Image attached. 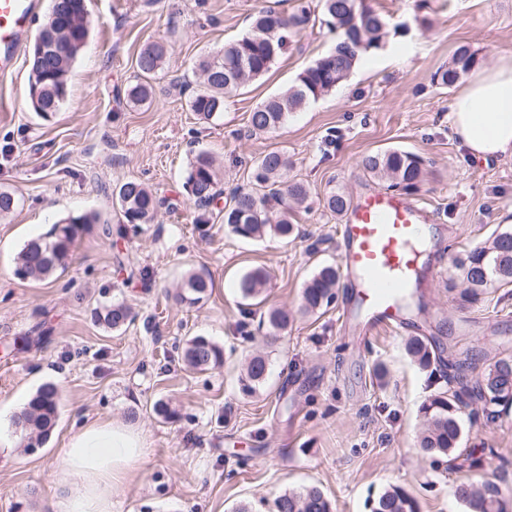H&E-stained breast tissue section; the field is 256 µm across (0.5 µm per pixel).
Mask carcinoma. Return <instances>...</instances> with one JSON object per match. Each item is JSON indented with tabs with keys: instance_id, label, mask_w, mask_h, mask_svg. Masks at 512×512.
I'll return each instance as SVG.
<instances>
[{
	"instance_id": "1",
	"label": "carcinoma",
	"mask_w": 512,
	"mask_h": 512,
	"mask_svg": "<svg viewBox=\"0 0 512 512\" xmlns=\"http://www.w3.org/2000/svg\"><path fill=\"white\" fill-rule=\"evenodd\" d=\"M49 17L42 26L46 33H56L68 45L66 52L49 54L31 61L29 86L37 87L38 99L32 108L42 117L58 111L66 99L68 75L89 33L86 0H49ZM321 18L336 30L335 46L303 70L296 82L285 91L258 104L249 116L252 131L269 133L280 128L288 114L305 107L310 101L332 92L351 72L356 62L370 49L381 46L387 34L386 18L362 5V0H296L294 12L284 16L262 8L251 22L250 30L240 39L224 45L215 54L201 56L194 64L200 79L190 100L193 112L209 121L224 111V100L248 82L266 74L282 55L288 39L300 33L310 23ZM168 50L160 42L146 44L136 59V81L127 89V101L134 107L154 100L153 80L166 67ZM477 63L476 53L467 46L454 52L448 67L438 70L434 81L442 87L453 86L460 76ZM361 165L375 177L392 179L391 187L401 191L419 189L424 174V160L417 154L391 149L364 156ZM288 159L279 150H270L252 163L250 185L237 187L224 204V224L241 238H262L267 234L283 240L295 231V210L305 204L309 194L301 182H285L283 171ZM219 170L214 157L199 152L192 158L186 177L187 193L197 210L195 223L212 220L211 207L218 204ZM128 224L153 222L161 202L147 185L129 180L113 191ZM351 205L342 191H332L325 197L324 207L340 216ZM93 214L73 217L56 224L51 231L29 240L16 257L15 273L22 280H42L68 260L83 225L97 223ZM452 265L455 275L465 288L461 300L476 305L492 288L512 284V229L494 234L492 239L469 250L455 254ZM339 279V268L325 264L318 268L302 292L300 310L315 313L331 303ZM268 275L256 267L242 274L236 284L244 301L257 299L266 288ZM208 281L204 275L190 272L179 295L182 302L195 305L207 296ZM97 321L117 330L131 318L128 307L113 303L96 314ZM262 323L272 331L288 326V312L270 307L261 316ZM409 356L421 368L430 367L433 352L425 337H412L406 342ZM187 367L205 371L223 364L224 350L204 336L189 339L183 351ZM268 364L261 355L251 357L239 379L245 393H253L263 384ZM475 397L484 406L512 403V356L497 359L472 387L464 383L458 390H448L432 396L421 406L425 427L419 437V447L429 456L449 458L463 440L460 406L464 398ZM60 413V398L56 385L45 383L35 392L24 409L15 414L12 423L25 428L19 437L23 447L39 448L53 431ZM487 478L480 484L463 482L456 486V497L466 512H509V504L501 497L495 477L500 466L489 461L484 465ZM274 512H332L331 503L316 486L289 490L274 500ZM371 512H420L417 500L402 486L392 485L372 503Z\"/></svg>"
}]
</instances>
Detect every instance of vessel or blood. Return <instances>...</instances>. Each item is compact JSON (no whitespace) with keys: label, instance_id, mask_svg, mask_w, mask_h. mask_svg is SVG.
Here are the masks:
<instances>
[{"label":"vessel or blood","instance_id":"b4317fda","mask_svg":"<svg viewBox=\"0 0 512 512\" xmlns=\"http://www.w3.org/2000/svg\"><path fill=\"white\" fill-rule=\"evenodd\" d=\"M38 9L39 0H0L1 77L15 72ZM431 221L419 201L390 191L364 193L345 214L340 264L364 336L403 326L408 301L424 278L423 227Z\"/></svg>","mask_w":512,"mask_h":512}]
</instances>
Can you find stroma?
Here are the masks:
<instances>
[{
    "mask_svg": "<svg viewBox=\"0 0 512 512\" xmlns=\"http://www.w3.org/2000/svg\"><path fill=\"white\" fill-rule=\"evenodd\" d=\"M368 3L389 21L380 48L272 133L249 134V115L333 48L336 34L324 24L291 37L271 70L232 94L213 121L198 120L189 99L194 62L241 38L255 11L279 0H87L88 42L63 107L46 119L28 100L27 56L0 77V101L10 104L0 111V189L18 202L0 219V512H46L64 478L61 448L96 420L140 428L148 443L113 512H234L245 502L271 512L276 497L310 484L334 512H370V500L393 484L418 499L420 512H465L455 487L480 483L483 472L419 451L420 407L450 378L476 381L512 355V285L474 307L448 288L453 255L512 228V163L467 156L449 127L455 90L436 85L434 75L462 45L482 64L512 52V0ZM148 41L167 46L169 65L155 81L153 104L133 107L125 91ZM388 148L426 161L415 196L435 219L427 257L434 275L411 307L413 328L359 341L341 325L344 286L315 314L301 313V294L317 267L340 261L341 218L324 198L387 188L360 159ZM272 149L289 160L285 181L310 189V208L298 212L289 240H245L224 224L194 223L184 183L195 153L219 159L227 193L248 186L253 160ZM134 179L165 200L153 223H126L113 204V189ZM89 212L99 221L86 226L64 268L42 282L15 276L28 240ZM256 266L270 272L264 307L290 315L275 336L237 294L240 275ZM191 270L212 288L199 304L177 303ZM115 302L133 315L118 331L94 316ZM36 324L44 338L33 343ZM418 334L433 344L426 369L405 349ZM200 335L223 348L222 366L183 364L187 340ZM250 353L267 358L269 374L247 395L239 377ZM47 382L59 389V419L47 443L27 452L12 417ZM160 400L175 417L156 416ZM462 419L464 448L506 458L501 491L512 503V404L491 422L479 403Z\"/></svg>",
    "mask_w": 512,
    "mask_h": 512,
    "instance_id": "obj_1",
    "label": "stroma"
}]
</instances>
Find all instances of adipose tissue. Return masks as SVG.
Returning a JSON list of instances; mask_svg holds the SVG:
<instances>
[{
  "label": "adipose tissue",
  "mask_w": 512,
  "mask_h": 512,
  "mask_svg": "<svg viewBox=\"0 0 512 512\" xmlns=\"http://www.w3.org/2000/svg\"><path fill=\"white\" fill-rule=\"evenodd\" d=\"M451 130L472 159L512 162V52L475 69L450 104ZM140 430L99 421L74 433L61 450L66 480L49 512H112V500L145 458Z\"/></svg>",
  "instance_id": "ef3b65f1"
}]
</instances>
